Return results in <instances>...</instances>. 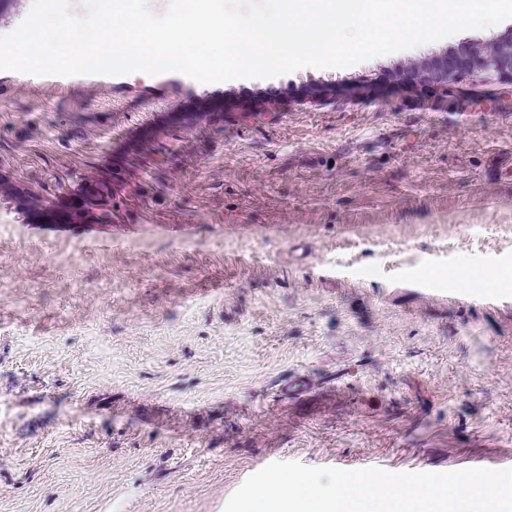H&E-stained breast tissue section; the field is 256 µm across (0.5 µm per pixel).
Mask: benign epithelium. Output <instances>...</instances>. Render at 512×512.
I'll return each instance as SVG.
<instances>
[{"instance_id": "obj_1", "label": "benign epithelium", "mask_w": 512, "mask_h": 512, "mask_svg": "<svg viewBox=\"0 0 512 512\" xmlns=\"http://www.w3.org/2000/svg\"><path fill=\"white\" fill-rule=\"evenodd\" d=\"M485 76L512 82V31L489 43L465 41L392 72L394 82L407 90L447 87L463 77L481 79ZM0 192L18 199L20 208L44 224H68L76 214L97 222L106 221L111 215V189L107 185L90 187L71 211L40 201L30 189L12 182L2 173Z\"/></svg>"}]
</instances>
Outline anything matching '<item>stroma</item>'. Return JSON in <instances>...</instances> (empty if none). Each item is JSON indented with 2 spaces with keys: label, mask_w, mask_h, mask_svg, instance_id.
<instances>
[{
  "label": "stroma",
  "mask_w": 512,
  "mask_h": 512,
  "mask_svg": "<svg viewBox=\"0 0 512 512\" xmlns=\"http://www.w3.org/2000/svg\"><path fill=\"white\" fill-rule=\"evenodd\" d=\"M0 71V512H223L269 463L512 468V83ZM309 84L359 95L310 101ZM258 107L247 116L244 106ZM311 387L284 398L293 377ZM0 192L18 199L20 209L28 210L31 215L44 224H70L74 214L92 221H107L111 215L109 199L111 189L107 185L90 187L78 205L71 211L61 210L53 203L42 202L30 189L12 182L8 175L0 172Z\"/></svg>",
  "instance_id": "35a3bbf8"
}]
</instances>
